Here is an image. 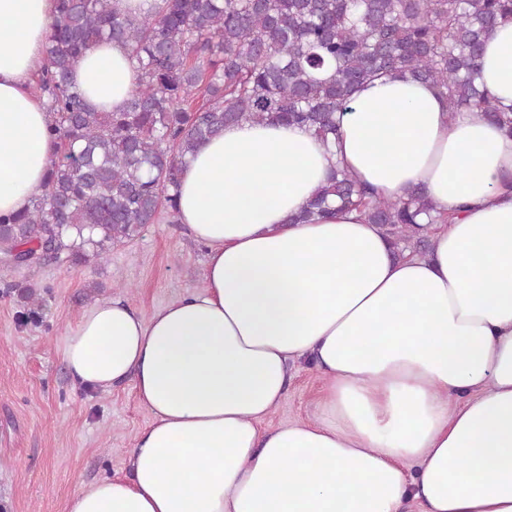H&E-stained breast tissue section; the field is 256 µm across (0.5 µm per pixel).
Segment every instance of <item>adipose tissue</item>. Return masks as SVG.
I'll use <instances>...</instances> for the list:
<instances>
[{"instance_id":"adipose-tissue-1","label":"adipose tissue","mask_w":512,"mask_h":512,"mask_svg":"<svg viewBox=\"0 0 512 512\" xmlns=\"http://www.w3.org/2000/svg\"><path fill=\"white\" fill-rule=\"evenodd\" d=\"M55 15L0 0L1 214L30 207L57 153L33 91ZM480 79L512 105V19ZM138 80L114 42L73 71L101 112ZM338 167L385 198L420 189L453 221L404 258L354 212L290 223ZM174 219L206 249L201 289L147 319L96 302L63 338L75 384L133 381L152 416L130 477L67 512H512V136L431 84L377 80L329 146L295 125L225 127L184 167ZM302 358L323 379L314 419L262 428Z\"/></svg>"}]
</instances>
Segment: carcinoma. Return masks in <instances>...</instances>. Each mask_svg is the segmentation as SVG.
Masks as SVG:
<instances>
[{"instance_id":"1","label":"carcinoma","mask_w":512,"mask_h":512,"mask_svg":"<svg viewBox=\"0 0 512 512\" xmlns=\"http://www.w3.org/2000/svg\"><path fill=\"white\" fill-rule=\"evenodd\" d=\"M512 0H166L154 15H121L112 0H56L35 92L52 117L59 160L29 209L0 215V258L27 267L107 259L163 210L196 148L243 122H280L327 143L357 89L408 75L442 90L452 112L478 110L512 134L479 82L485 40ZM129 47L141 80L120 112L87 106L71 81L92 45ZM358 210L401 253L430 251L447 219L414 189L380 198L336 170L291 218Z\"/></svg>"}]
</instances>
